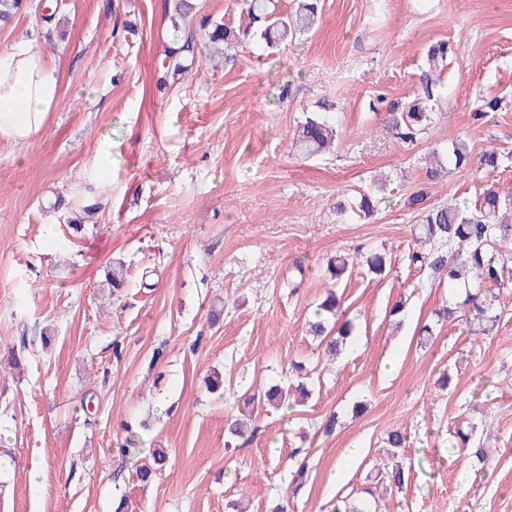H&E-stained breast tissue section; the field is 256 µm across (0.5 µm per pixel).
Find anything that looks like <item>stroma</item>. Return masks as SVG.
Listing matches in <instances>:
<instances>
[{
	"mask_svg": "<svg viewBox=\"0 0 512 512\" xmlns=\"http://www.w3.org/2000/svg\"><path fill=\"white\" fill-rule=\"evenodd\" d=\"M21 40L56 56L63 89L30 142L0 140V512H115L122 498L131 512H271L284 498L332 512L387 464L395 428L412 471L380 512H512V288L489 335L436 324L448 288L411 264L406 204L512 192V0H324L313 29L274 48L251 39L215 69L184 55L164 90L166 0H67L58 21L0 26V51ZM441 42L440 109L403 141ZM309 117L336 126L334 151L293 150ZM459 138L470 165L428 179L427 154ZM60 194L99 202L81 233L52 210ZM375 251L381 276L364 260ZM339 254L354 262L338 282ZM116 262L128 281L113 295ZM330 289L358 327L332 363L306 332ZM295 364L318 374L311 398L259 409L254 434L228 440L235 392L288 385ZM214 376L232 390L211 394ZM129 426L141 444L128 452ZM461 428L492 448L486 461L449 452ZM155 448L167 459L145 484L136 469ZM297 448L309 478L296 491Z\"/></svg>",
	"mask_w": 512,
	"mask_h": 512,
	"instance_id": "1",
	"label": "stroma"
}]
</instances>
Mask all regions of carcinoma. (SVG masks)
<instances>
[{
    "mask_svg": "<svg viewBox=\"0 0 512 512\" xmlns=\"http://www.w3.org/2000/svg\"><path fill=\"white\" fill-rule=\"evenodd\" d=\"M174 9L170 14L173 30L196 27L204 32L205 39L195 42L186 37L177 48L168 50V69L178 75L183 70L178 54L190 52L201 45L204 58L218 67L216 60L229 49L251 37H259L267 47L288 40V37L311 30L317 22L320 0H295L291 12L279 10L277 0H247L249 23L244 28H234L208 16H198L200 7L192 0H171ZM425 78L447 69V47L441 45L427 57ZM439 109V101L432 89L425 88V95L413 100L405 112L406 127L422 131L430 114ZM336 131L325 119L307 118L295 132L293 143L305 157L322 155L331 151ZM471 152L467 144L458 140L448 149V164L456 169L470 164ZM426 194L417 192L407 205L418 208L415 227L417 240L429 250L412 254V262L431 270L438 281L453 292L435 315L440 321H465L483 326L493 322L492 310L499 294L496 290L512 281V195L505 197L492 189L484 191L483 198L473 205L445 203L439 206L424 205ZM308 332L328 355H342L356 333V324L341 308L340 297L333 290L317 305ZM286 400L283 389L275 384L247 398V404ZM410 477V466L403 458L395 459L385 471L377 472L375 480L385 485L403 488Z\"/></svg>",
    "mask_w": 512,
    "mask_h": 512,
    "instance_id": "obj_1",
    "label": "carcinoma"
}]
</instances>
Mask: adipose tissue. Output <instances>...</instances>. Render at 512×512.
Wrapping results in <instances>:
<instances>
[{"label":"adipose tissue","instance_id":"adipose-tissue-1","mask_svg":"<svg viewBox=\"0 0 512 512\" xmlns=\"http://www.w3.org/2000/svg\"><path fill=\"white\" fill-rule=\"evenodd\" d=\"M61 91L57 63L35 44L21 42L0 51V138L29 142L58 106Z\"/></svg>","mask_w":512,"mask_h":512}]
</instances>
